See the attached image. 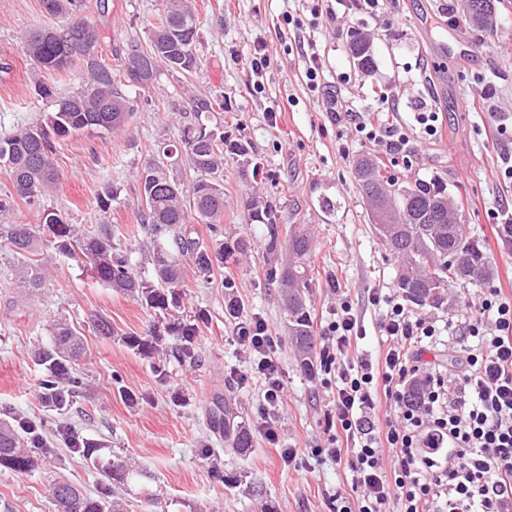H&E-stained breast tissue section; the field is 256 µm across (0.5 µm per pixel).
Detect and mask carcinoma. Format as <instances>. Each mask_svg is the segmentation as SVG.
<instances>
[{"mask_svg": "<svg viewBox=\"0 0 512 512\" xmlns=\"http://www.w3.org/2000/svg\"><path fill=\"white\" fill-rule=\"evenodd\" d=\"M478 10L466 9L469 25L485 29L493 24L497 0H467ZM44 12L69 19L60 30L33 27L20 35L23 52L34 65L56 72L80 66L81 89L55 100V108L34 125L0 133V168L5 170L13 192L0 194V219L10 216L20 198L36 206L34 224H0V255H10L12 279L32 294L44 286L49 276L46 249L58 257L79 262L101 284L129 295L142 308L159 317L158 324L143 335L127 333L123 343L143 356L159 352L161 335L169 337V352L175 360L198 361L197 336L208 315L201 309H186L185 269L209 280L215 270L247 250L242 238L224 241V160L249 155L250 143L230 140L224 130L210 124L215 101L207 96L188 94V112L176 144L160 143L152 158L136 173L137 214L140 228L150 246L139 258L135 250L116 241V230L101 224L85 233L56 209L37 202L53 190L58 172L54 141L79 131L124 133L130 128L133 108L123 88L138 78L135 87L146 89L161 68L178 73L196 70L202 20L195 0H159L149 42L143 48L134 44L112 67L102 55L100 28L77 14L76 0H41ZM348 49L354 64L363 71L374 66L371 40L360 32L347 33ZM184 163L195 174L193 183L181 187L171 176L172 168ZM359 185L371 212L376 233L399 260L396 287L414 305L444 303L453 279L466 280L470 269H482L480 278L491 273L489 260L480 244L464 235L462 225L452 220L454 207L445 184L436 178L397 184L381 175L371 156L356 161ZM120 191L107 183L97 195L101 211H107ZM209 226L210 239H200L195 224ZM249 220L265 225V247L270 254H281L285 261L266 270L265 279L279 288L284 305L288 339L300 368L316 369L314 330L306 294L312 288V239L304 226L283 229L271 206L251 208ZM149 267L152 277L142 269ZM85 354L83 334L58 318L46 326V339L39 342L33 356L43 368L38 383L42 401L64 410L82 396L85 383L75 365ZM213 428L224 433V442L237 454L253 447L249 430L235 422L233 409L217 400L209 410ZM70 445L99 474L95 491L87 493L64 477L50 489L57 512H123L121 494L130 485L150 478L124 457L94 440L85 439L68 428L58 430ZM52 453L43 445L42 426L10 412L0 413V468L25 474L39 466L42 457Z\"/></svg>", "mask_w": 512, "mask_h": 512, "instance_id": "cac0c4a2", "label": "carcinoma"}]
</instances>
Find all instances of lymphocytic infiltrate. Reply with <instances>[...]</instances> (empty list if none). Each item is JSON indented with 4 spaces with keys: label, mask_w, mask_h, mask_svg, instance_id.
Listing matches in <instances>:
<instances>
[{
    "label": "lymphocytic infiltrate",
    "mask_w": 512,
    "mask_h": 512,
    "mask_svg": "<svg viewBox=\"0 0 512 512\" xmlns=\"http://www.w3.org/2000/svg\"><path fill=\"white\" fill-rule=\"evenodd\" d=\"M324 107L384 154L410 148L400 123L353 110L335 96ZM369 300L383 309L381 366L347 358L360 335L349 300L338 301L323 328L334 346L322 369L336 416L323 453L345 459L351 473L348 490L333 496L332 512H512V297L490 288L468 301L462 325L473 342L459 346L448 372L426 359L441 333L435 321L378 290ZM234 335L253 356L250 372L261 382L266 409H279L285 383L266 322H237ZM381 394L390 413L380 426Z\"/></svg>",
    "instance_id": "f902f5d3"
}]
</instances>
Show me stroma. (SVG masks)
Instances as JSON below:
<instances>
[{"instance_id": "1", "label": "stroma", "mask_w": 512, "mask_h": 512, "mask_svg": "<svg viewBox=\"0 0 512 512\" xmlns=\"http://www.w3.org/2000/svg\"><path fill=\"white\" fill-rule=\"evenodd\" d=\"M82 5L84 16L103 34L108 62L117 63L131 42L147 43L157 0H82ZM461 5L462 0H386L377 13L363 9L322 26L313 15L325 9L324 0H196L199 13L209 18L199 32L196 73L185 77L163 69L151 89L126 88L134 109L132 133L85 132L58 140L60 180L43 203L66 211L85 228L109 224L145 243V236L135 233L137 169L158 143L179 141L186 91L223 99L217 119L225 136H242L251 144L247 157L224 163V236L245 239L249 247L239 262L215 271L210 280L186 275L185 306L205 309L209 317L197 338L199 361L170 359L164 373L155 372L152 358L120 339L124 333H144L149 312L132 297L97 283L75 262L53 264L45 287L24 297L12 284L7 261L0 259V407L32 419L54 418L38 395L41 368L32 351L49 320L61 316L83 334L87 354L80 370L88 381L64 423L152 476L147 487L154 501L130 492L125 512H260L264 507L330 512L332 497L347 487L350 472L345 463L312 456L310 450L328 437L332 394L295 361L278 290L264 281L269 262L264 227L249 221L247 204L259 199L275 208L281 225L302 224L311 233L315 281L308 303L318 347H325L321 332L337 300L345 298L365 331L359 355L381 360L380 315L368 294L374 288L396 294L398 261L371 224L353 172L358 155L379 149L356 141L349 125L325 111L321 95L309 91L301 45L311 39L324 63L326 91L356 110L376 105L383 96L398 98L396 118L412 150L405 159H382L383 175L400 183L411 175L444 179L467 236L489 258V279L451 282L444 304L424 309V316L457 323L479 290L512 287V248L495 233L497 215L512 212V182L503 177L512 136L497 127L498 113H512V0H501L495 23L483 31L465 24ZM62 23L43 12L41 0H0V132L31 124L53 111L55 99L79 90V69L66 75L37 70L19 43L27 28ZM353 28L373 39L371 71L352 61L347 32ZM258 44L271 64L257 75L250 55ZM38 82L52 87L53 98L36 95ZM257 83L262 90L256 94ZM484 92L489 95L485 111L464 107L465 99ZM423 105L442 122V136L433 142L426 141L414 118ZM106 183L117 187L120 197L103 212L96 197ZM229 277L237 283L231 292L221 286ZM232 298L245 314L263 318L273 338L286 383L284 404L275 414H267L256 379L240 380L250 360L234 340L226 312ZM94 315L111 321L114 337L95 335ZM125 390L144 395V402L129 404L121 396ZM218 397L255 434L244 454L224 453L223 433L206 420V408ZM267 419L297 449L290 465H282L274 447L258 435ZM54 448L49 462L30 473L0 471V512H54L50 486L61 473L83 491H94L95 470L64 444ZM216 467L239 480V487L215 479Z\"/></svg>"}]
</instances>
